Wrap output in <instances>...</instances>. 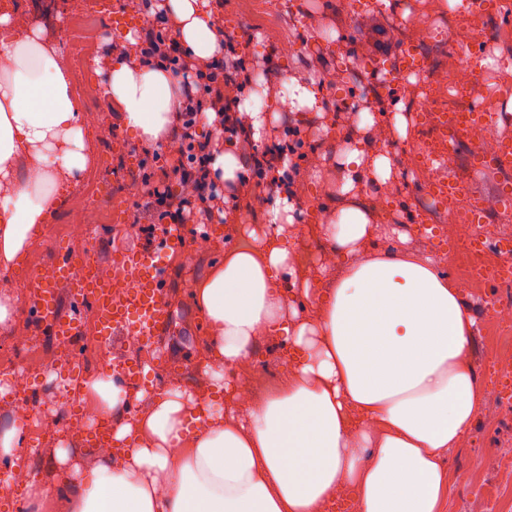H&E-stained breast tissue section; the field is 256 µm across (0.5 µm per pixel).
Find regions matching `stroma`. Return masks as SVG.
<instances>
[{"label":"stroma","instance_id":"1","mask_svg":"<svg viewBox=\"0 0 512 512\" xmlns=\"http://www.w3.org/2000/svg\"><path fill=\"white\" fill-rule=\"evenodd\" d=\"M90 2L14 0L13 8L32 24L40 26L45 38L61 49L68 59L74 80L95 84L99 81L95 70L99 62L106 59L107 41L98 42L93 60L84 66L74 59L66 39L68 18L84 12ZM287 2L288 13L283 21V30L300 47L297 54L288 58L279 54L276 38L263 34L258 20L249 18L244 0H223L216 11L222 21L238 18V26L230 28L229 33L244 64L272 74L284 65L296 76L307 79L318 74L317 68L307 65V57H320L327 64L328 77L339 80L337 86L326 89L325 96L329 102L347 99L370 105L374 113L380 114L382 124L387 125L391 122L386 114L390 91H403L412 101H419L421 88L412 89L403 84L405 69L397 48L370 52L361 47L359 30L374 20L387 30L395 31L400 44L420 46L428 62L429 83L436 85L446 81L452 71L453 62L447 51L432 41L426 29L410 24L398 28L393 23L395 17L410 12L438 18L440 0H391L387 5L382 0ZM446 25L453 29L471 28L483 34L485 40L495 43L498 52L512 55V6L490 18L463 6L456 17L447 20ZM331 30L338 32V39H324V32ZM509 91L512 92V68L480 82L472 93V99L475 104L498 113L500 129L512 135V111L507 110L505 98ZM106 101L104 94H97L92 100L91 112L84 115L91 166L80 180L66 183L65 203L55 210V221L48 225L44 237L31 247L25 265L7 272L0 271V288L8 287L18 299L15 320L0 325V354L14 355L22 362L32 360L40 366L65 361V349L58 347L50 338L41 336L29 310V277L49 264L53 248H69L78 257L94 251L100 268L111 271L121 251L151 243L158 234L154 228L141 229L137 221L136 204L141 193L138 173L128 170L124 152L111 146L114 130L102 118ZM286 128L296 132L291 147L299 171V194L304 199L316 198L323 205H330L329 195L336 190L335 167L326 165L316 178L309 171L312 156L333 151L322 120L312 112L287 113L271 122L268 140L277 139ZM426 136V130L414 123L409 126L407 140L384 134L383 141L396 160L398 185L392 194L384 191L371 193L366 203L373 209L379 223L397 225L408 235L409 248L432 254L442 271L456 281L460 278L463 240L468 228L461 223L459 215L445 212L427 214L419 208L430 173L420 167L414 150ZM275 194L269 178H250L248 188L240 192L226 221L218 226L223 246L199 247L198 242L205 232L204 225H187L185 243L162 256L167 269V301L171 309V324L166 335L157 346L139 351L129 350L124 336H116L111 355L149 366V375L159 390L172 383L201 384L204 374L197 340L205 327L192 299L193 285L212 265L223 260L225 247L244 244L241 226L265 223L268 201ZM116 203L126 207V222L113 220L112 206ZM462 299L465 309L476 321V330L471 338L472 357L477 381L486 398L483 411L462 444L448 454L445 466L450 475L451 492L446 512H488L500 483L512 480V410L501 406L491 394L500 377L486 358L497 332L487 321L485 302L489 299L512 302V284L499 283L492 288L483 286L466 291ZM72 404V397L57 391L56 380L51 376L36 381L18 402H0L1 427L13 420L16 408L34 405L41 413L43 436L39 450L43 462L39 469L34 470V478L54 479L55 474L48 461L59 440H66L72 453L88 454L84 438L56 422L57 416ZM478 452L494 458L496 464L483 475L473 478L468 475L466 466L469 458Z\"/></svg>","mask_w":512,"mask_h":512}]
</instances>
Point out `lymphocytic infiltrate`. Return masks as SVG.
Returning <instances> with one entry per match:
<instances>
[{"instance_id": "f902f5d3", "label": "lymphocytic infiltrate", "mask_w": 512, "mask_h": 512, "mask_svg": "<svg viewBox=\"0 0 512 512\" xmlns=\"http://www.w3.org/2000/svg\"><path fill=\"white\" fill-rule=\"evenodd\" d=\"M140 50L144 60L160 62L181 77L187 91L172 128L180 142L178 173L184 190L176 193L167 186L151 185L150 173H143L142 179L150 187L143 192L138 208L142 215L157 218L163 224L211 223L215 204L223 200L224 194L209 177L210 150L196 132L202 112L211 109L221 114L224 132L237 134L241 154L257 175L276 169L284 151L279 148L258 152L250 137L240 132L236 96L242 64L238 58L228 53L220 62L189 66L168 29L159 23L144 30Z\"/></svg>"}]
</instances>
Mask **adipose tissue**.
Wrapping results in <instances>:
<instances>
[{
	"label": "adipose tissue",
	"instance_id": "ef3b65f1",
	"mask_svg": "<svg viewBox=\"0 0 512 512\" xmlns=\"http://www.w3.org/2000/svg\"><path fill=\"white\" fill-rule=\"evenodd\" d=\"M182 54L224 57V28L210 0H161ZM99 76L124 131L144 148L172 154L169 131L183 85L140 56L139 33L119 36ZM324 83L288 71L240 96L238 116L262 142L270 115L324 113ZM338 143L336 206L318 226L317 276L293 271L295 214L286 191L297 170L284 163L267 225L241 229L249 243L226 248L192 291L206 326L199 341L204 387L172 385L154 395L106 373L86 383V415L112 422L110 452L76 459L56 448V479L34 483L29 512H329L349 491L356 512H445V467L483 407L471 351L476 322L461 293L407 236L374 223L366 188L390 187L394 158L363 110L356 127L328 116ZM73 79L42 30L0 14V269L42 235L58 177L89 165ZM211 177L240 190L248 166L231 137L214 136ZM396 245L377 249L380 240ZM294 351L278 388L249 396L246 367L259 344ZM224 403L213 410L212 400ZM145 402L131 412L135 402ZM28 411L0 428V459L27 458Z\"/></svg>",
	"mask_w": 512,
	"mask_h": 512
}]
</instances>
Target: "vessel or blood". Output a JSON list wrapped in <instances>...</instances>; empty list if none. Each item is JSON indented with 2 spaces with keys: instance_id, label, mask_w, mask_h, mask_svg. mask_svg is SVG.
<instances>
[{
  "instance_id": "1",
  "label": "vessel or blood",
  "mask_w": 512,
  "mask_h": 512,
  "mask_svg": "<svg viewBox=\"0 0 512 512\" xmlns=\"http://www.w3.org/2000/svg\"><path fill=\"white\" fill-rule=\"evenodd\" d=\"M186 238L184 225H162L152 245L121 253L116 265L118 274L134 273L136 281L122 289L99 280L95 275L96 257L87 253L75 258L71 251L55 249L50 265L32 278L30 310L35 321L51 339H73L82 335L83 307H91L94 331L103 348H111L115 336L140 337L153 344L167 330L170 308L166 302V272L158 256L179 247ZM68 285L75 300L70 313H62L58 290ZM111 368L137 389L147 388L150 379L135 362H112Z\"/></svg>"
}]
</instances>
